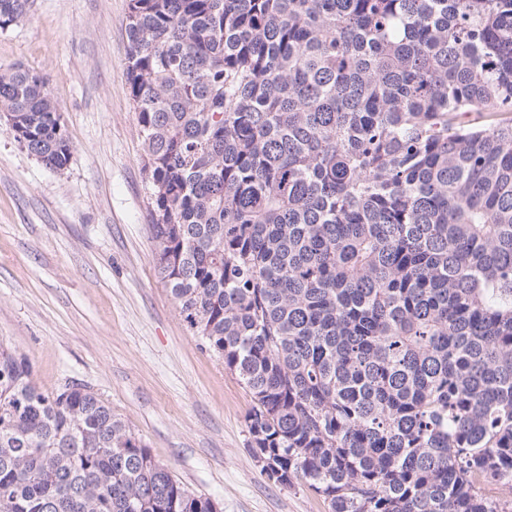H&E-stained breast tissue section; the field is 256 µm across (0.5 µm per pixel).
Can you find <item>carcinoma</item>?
<instances>
[{
	"label": "carcinoma",
	"instance_id": "carcinoma-1",
	"mask_svg": "<svg viewBox=\"0 0 512 512\" xmlns=\"http://www.w3.org/2000/svg\"><path fill=\"white\" fill-rule=\"evenodd\" d=\"M125 31L157 273L248 389L261 474L512 512V0H129ZM0 112L68 166L41 75L0 73ZM214 508L0 343V512Z\"/></svg>",
	"mask_w": 512,
	"mask_h": 512
}]
</instances>
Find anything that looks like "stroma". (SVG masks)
I'll return each mask as SVG.
<instances>
[{"label":"stroma","mask_w":512,"mask_h":512,"mask_svg":"<svg viewBox=\"0 0 512 512\" xmlns=\"http://www.w3.org/2000/svg\"><path fill=\"white\" fill-rule=\"evenodd\" d=\"M129 0H34L0 30V71L40 74L73 145L46 167L0 120V340L53 393L78 383L220 512H331L269 481L251 396L161 283L143 140L126 80Z\"/></svg>","instance_id":"35a3bbf8"}]
</instances>
